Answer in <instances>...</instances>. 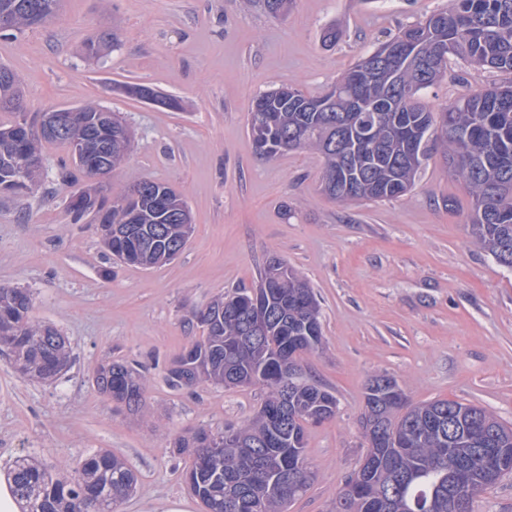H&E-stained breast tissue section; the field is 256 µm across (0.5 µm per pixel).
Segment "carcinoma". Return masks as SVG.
<instances>
[{"label":"carcinoma","instance_id":"carcinoma-1","mask_svg":"<svg viewBox=\"0 0 512 512\" xmlns=\"http://www.w3.org/2000/svg\"><path fill=\"white\" fill-rule=\"evenodd\" d=\"M405 27L363 56L320 96L288 86L260 94L249 121L251 135L272 141L263 154L311 149L324 165L321 191L340 203L391 201L405 196L436 153L471 199L470 233L503 267L512 268V83L493 84L444 108L448 125L433 130V112L419 101L438 83L455 57L468 64L512 72V0H453ZM59 0H0V33L36 25L34 16L53 15ZM116 36L87 38L84 54L100 58ZM412 44L419 59L382 57L390 44ZM0 110L16 114L0 126V194H33L41 188V145H32L21 110L14 73L0 66ZM83 131L110 142L112 169L127 147L99 123L103 107H77ZM462 151L469 169L454 167ZM25 178L16 180L20 170ZM120 199L136 213L133 238L105 243L112 256L149 268L176 259L194 231L178 219L187 202L164 183L143 181L111 192L96 205L70 202L73 221L111 224ZM203 334L166 370L174 389L204 380L226 388L257 386L263 400L254 414L224 427L230 441L205 446L210 431L188 430L174 439L175 450L193 458L186 483L205 512H285L313 481L306 459V433L336 415V396L309 377L303 355L322 345L319 301L307 280L288 262L271 257L259 270L257 288L239 289L192 312ZM0 347L9 349L17 370L50 381L68 365V346L56 328L37 321L31 294L0 287ZM111 401L138 412L144 406V376L122 361L109 378H95ZM374 456L345 481L335 512H473L474 498L512 474V427L487 409L454 400L411 402L397 381L376 374L367 384L360 418ZM21 512H82L90 496L98 512H116L136 485L133 470L109 451L88 456L71 476H53L20 456L9 472Z\"/></svg>","mask_w":512,"mask_h":512}]
</instances>
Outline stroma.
Wrapping results in <instances>:
<instances>
[{
	"mask_svg": "<svg viewBox=\"0 0 512 512\" xmlns=\"http://www.w3.org/2000/svg\"><path fill=\"white\" fill-rule=\"evenodd\" d=\"M448 0H293L270 15L263 0H62L35 29L0 36V63L18 77L28 114L94 102L133 131L113 190L165 182L186 198L194 232L172 263L118 266L90 220L73 222L58 171L64 146H43L45 192L0 195V286L29 290L34 314L70 343L56 380L20 374L0 350V473L20 456L75 469L107 450L137 476L118 512H204L188 490L189 456L175 437L223 429L261 404L255 388L201 382L172 390L166 369L195 337L196 308L253 287L266 258L284 259L314 288L323 345L309 376L332 389L334 418L309 427L315 481L287 512H333L359 466V426L372 375L394 377L411 402L475 404L512 424V271L470 235L471 200L433 158L406 196L340 204L318 190L321 156L258 155L248 131L254 99L294 86L327 90L358 59ZM336 26V43L323 41ZM111 31L120 46L83 56L85 39ZM450 59L422 97L432 111L511 79ZM175 107L130 96V85ZM146 378V409L131 415L94 384L110 360Z\"/></svg>",
	"mask_w": 512,
	"mask_h": 512,
	"instance_id": "obj_1",
	"label": "stroma"
}]
</instances>
